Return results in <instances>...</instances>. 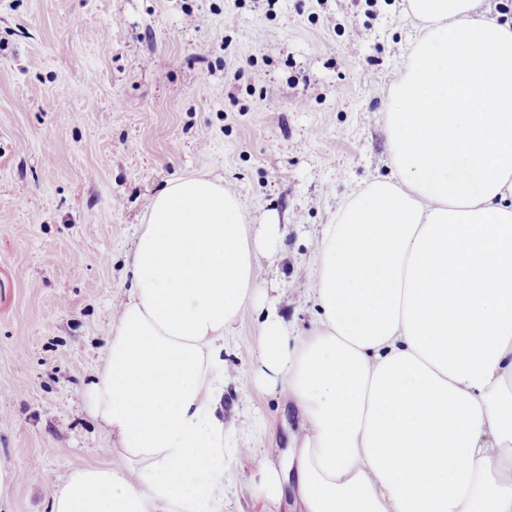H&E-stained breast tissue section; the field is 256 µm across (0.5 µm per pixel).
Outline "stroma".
<instances>
[{
	"mask_svg": "<svg viewBox=\"0 0 512 512\" xmlns=\"http://www.w3.org/2000/svg\"><path fill=\"white\" fill-rule=\"evenodd\" d=\"M404 0H0V512H50L58 473L122 460L82 395L102 364L112 302L151 198L187 174L222 179L248 224H285L274 280L289 293L324 224L388 175L383 105L420 32ZM234 25H226V16ZM246 304L229 371L257 333ZM224 420L279 463L299 418L275 392L224 388ZM241 458L224 512H301L259 498Z\"/></svg>",
	"mask_w": 512,
	"mask_h": 512,
	"instance_id": "obj_1",
	"label": "stroma"
}]
</instances>
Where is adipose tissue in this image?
Masks as SVG:
<instances>
[{
  "instance_id": "1",
  "label": "adipose tissue",
  "mask_w": 512,
  "mask_h": 512,
  "mask_svg": "<svg viewBox=\"0 0 512 512\" xmlns=\"http://www.w3.org/2000/svg\"><path fill=\"white\" fill-rule=\"evenodd\" d=\"M422 25L386 104L390 176L321 230L295 334L268 297L284 249L221 181L153 197L85 408L124 465L66 470L51 512H224L256 457L224 422V333L266 309L250 382L295 410L259 497L303 512H512V21L483 0H406Z\"/></svg>"
}]
</instances>
